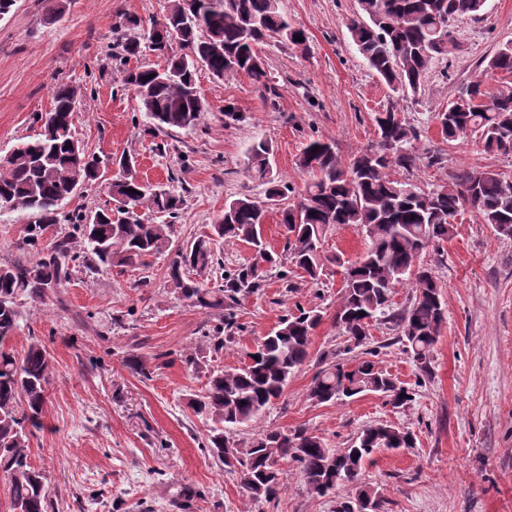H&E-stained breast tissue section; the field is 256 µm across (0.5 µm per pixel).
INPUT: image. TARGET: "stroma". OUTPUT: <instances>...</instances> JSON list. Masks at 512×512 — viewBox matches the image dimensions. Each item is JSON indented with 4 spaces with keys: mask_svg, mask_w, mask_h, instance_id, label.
<instances>
[{
    "mask_svg": "<svg viewBox=\"0 0 512 512\" xmlns=\"http://www.w3.org/2000/svg\"><path fill=\"white\" fill-rule=\"evenodd\" d=\"M170 0H70L62 17L46 22L52 0H17L0 19V159L19 140L41 131L37 114L51 106L64 81L77 88L79 110L72 132L88 153L134 154L140 177L173 185L184 203L173 238L182 244L210 232L225 201L261 197L248 178L247 152L257 141L272 147L274 174L290 186L293 203L306 177L296 166L313 139L334 141L342 161L378 141L374 116L398 102L420 138L419 153H438L442 164L421 167L422 185L447 182L461 169L495 170L512 177V154L486 152L479 134L443 139L432 115L458 88L482 76L487 91L503 81L483 73L481 61L512 41V0H486L478 19L453 25L447 62L436 63L418 93H395L357 51L348 31L357 0H280L291 23L304 31L306 50L277 42L261 45L278 89L270 100L244 77L214 79L198 73L207 103L197 125L154 129L133 92L119 82L123 66L148 65L149 48L128 62L112 59L120 17L161 16ZM242 113L225 122L224 107ZM178 181H170V172ZM28 223L21 212L0 213V264L18 258ZM367 239L354 225L330 229L324 255L356 260ZM442 290L445 321L422 373L394 324H373L366 349L383 370L413 387L414 401L392 408L378 394L318 404L309 388L321 356L343 350L346 338L332 322L340 301L343 269L328 261L318 281L289 269L271 270L261 288L240 294L238 330L223 352L204 348V334L218 311L181 299L166 281L168 256L107 271L77 266L63 287L44 300L21 299L19 328L9 345L24 354L31 336L50 353L44 426L30 439L32 463L48 481L49 512H338L352 488L321 497L305 486L291 462H282L284 490L274 503L251 500L238 474L227 472L203 443L209 429L188 401L203 394L212 371L244 363L261 336L275 330L295 307L325 313L308 361L291 377L281 398L238 434L240 445L265 430L307 428L332 446L346 447L367 426L391 424L412 431L414 447L382 449L363 469V482L380 493L378 512H512V236L461 212L454 233L422 255ZM197 349L196 366L182 358ZM166 360H158V353ZM134 354L149 377L125 364Z\"/></svg>",
    "mask_w": 512,
    "mask_h": 512,
    "instance_id": "stroma-1",
    "label": "stroma"
}]
</instances>
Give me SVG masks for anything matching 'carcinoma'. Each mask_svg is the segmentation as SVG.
Here are the masks:
<instances>
[{
	"mask_svg": "<svg viewBox=\"0 0 512 512\" xmlns=\"http://www.w3.org/2000/svg\"><path fill=\"white\" fill-rule=\"evenodd\" d=\"M172 0L168 12L149 20V48L163 58L154 66L121 71V83L133 90L140 111L158 130L188 129L196 125L205 101L197 86L201 67L216 79L244 76L262 93L277 96V88L258 48L273 40L303 49L295 40L303 32L281 11L279 0ZM485 0H358L359 12L349 23L353 44L394 91L418 93L435 62L448 56L453 23L475 17ZM485 70L512 75V43L499 46ZM151 79H146V76ZM77 88L61 82L49 112L40 115L37 138L22 141L0 165V199L11 211L25 212L24 248L40 246L46 230L61 222L69 231L50 253L33 262L18 259L0 264V471L10 483L13 512H47L46 477L29 458L30 437L42 427L47 386L54 372L52 357L37 336L21 357L7 348L19 327V300L41 301L48 290L70 280L76 261L90 268L110 269L143 264V259L171 249V224H155L144 212L177 217L183 198L165 186L142 183L134 156L117 159L126 175L108 191L114 206L67 216L61 212L71 198L75 179L92 183L98 165L112 161L86 155L73 143ZM458 97L467 106H448L434 113L444 138L454 141L469 132L480 134L485 150L512 154V82L488 93L482 80L462 86ZM376 146L344 164L334 143L313 140L300 154L297 167L308 179L297 202L278 208L286 230L291 263L310 279L319 278L324 261L321 241L338 225L361 228L368 240L362 257L344 268L340 302L333 321L347 337L345 353L364 345L368 323L393 321L401 329L416 366L431 373V355L445 320L440 284L432 269L420 262L430 246L448 241L456 216L470 210L483 224L512 236V179L493 170H460L442 185L423 189L410 178L399 180L392 171H412L421 156L415 153L416 129L400 117L398 103L374 117ZM319 150H313V147ZM271 147L266 141L248 151L246 172L264 187V199L248 195L224 204L213 232L175 250L166 278L184 299L203 309L228 310L205 335L215 352L224 350V330L233 329L230 313L237 295L260 286L267 272L281 265V256L267 249L262 224L268 208L288 190L273 174ZM245 242L253 249L249 264L224 270V245ZM224 283L207 287L215 269ZM409 284L412 300L402 313H392L395 288ZM317 308L299 307L282 318L277 329L261 337L242 366L219 370L204 393L192 400L195 413L212 423L204 447L224 467L239 473L241 484L255 501H271L282 490L281 478L268 475V462L292 461L310 491L326 496L341 487L356 488L355 498H378V491L360 483L363 466L382 448H411L412 432L391 424L366 427L344 448H333L304 428L266 430L240 449L234 436L252 424L288 384L310 355L311 337L322 323ZM373 352L350 364L330 361L312 380L310 399L319 404L374 392L394 408L414 401L412 389L396 380L371 359Z\"/></svg>",
	"mask_w": 512,
	"mask_h": 512,
	"instance_id": "1",
	"label": "carcinoma"
}]
</instances>
